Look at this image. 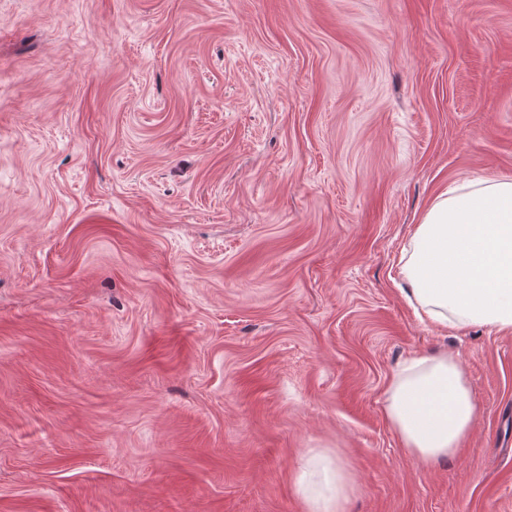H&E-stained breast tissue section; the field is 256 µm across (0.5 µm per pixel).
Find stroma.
<instances>
[{
	"mask_svg": "<svg viewBox=\"0 0 512 512\" xmlns=\"http://www.w3.org/2000/svg\"><path fill=\"white\" fill-rule=\"evenodd\" d=\"M512 178V0H0V512H512V333L395 284L437 195ZM479 424L423 465L412 354ZM386 418L403 448L427 464L455 457L479 408L460 363L448 354L412 355L393 370ZM315 476L321 478V493L308 496L306 485ZM297 484L306 498L308 512H344L353 489L347 472L333 457L312 451L302 466Z\"/></svg>",
	"mask_w": 512,
	"mask_h": 512,
	"instance_id": "obj_1",
	"label": "stroma"
}]
</instances>
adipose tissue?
I'll return each mask as SVG.
<instances>
[{"label":"adipose tissue","instance_id":"ef3b65f1","mask_svg":"<svg viewBox=\"0 0 512 512\" xmlns=\"http://www.w3.org/2000/svg\"><path fill=\"white\" fill-rule=\"evenodd\" d=\"M402 294L416 316L454 331L472 325L512 333V178L463 181L441 193L401 251ZM386 418L403 448L422 463L455 457L479 408L460 363L445 354L413 355L393 370ZM319 477L308 512H344L352 490L345 469L310 454L299 487Z\"/></svg>","mask_w":512,"mask_h":512}]
</instances>
